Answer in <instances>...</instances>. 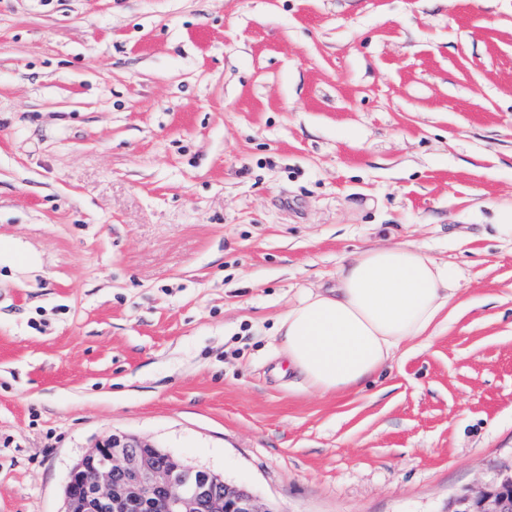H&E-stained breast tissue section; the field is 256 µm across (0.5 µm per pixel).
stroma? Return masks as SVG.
Returning <instances> with one entry per match:
<instances>
[{
	"label": "stroma",
	"instance_id": "1",
	"mask_svg": "<svg viewBox=\"0 0 512 512\" xmlns=\"http://www.w3.org/2000/svg\"><path fill=\"white\" fill-rule=\"evenodd\" d=\"M512 0H0V512L123 432L277 512H445L512 467ZM459 272L320 395L272 336L346 259ZM490 236L502 242H512V206L499 209L496 223L490 224ZM38 266V260L33 254L27 252L11 238L0 235V269L1 267L10 269L24 267L34 270Z\"/></svg>",
	"mask_w": 512,
	"mask_h": 512
}]
</instances>
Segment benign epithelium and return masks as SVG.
<instances>
[{"label":"benign epithelium","instance_id":"benign-epithelium-1","mask_svg":"<svg viewBox=\"0 0 512 512\" xmlns=\"http://www.w3.org/2000/svg\"><path fill=\"white\" fill-rule=\"evenodd\" d=\"M152 499L159 512H278L251 491L129 434L100 439L71 469L64 512H129ZM447 512H512V468L476 491L456 495Z\"/></svg>","mask_w":512,"mask_h":512}]
</instances>
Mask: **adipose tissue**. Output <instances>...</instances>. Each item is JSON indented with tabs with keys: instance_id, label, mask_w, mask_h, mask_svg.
<instances>
[{
	"instance_id": "adipose-tissue-1",
	"label": "adipose tissue",
	"mask_w": 512,
	"mask_h": 512,
	"mask_svg": "<svg viewBox=\"0 0 512 512\" xmlns=\"http://www.w3.org/2000/svg\"><path fill=\"white\" fill-rule=\"evenodd\" d=\"M458 292L456 271L415 244L366 249L339 267L333 287L280 317V354L317 393L360 388L435 327Z\"/></svg>"
}]
</instances>
